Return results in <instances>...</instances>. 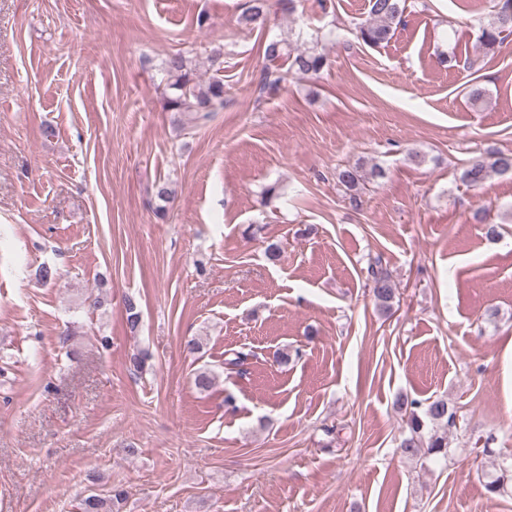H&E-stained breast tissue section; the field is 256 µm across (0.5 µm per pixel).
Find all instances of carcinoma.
Listing matches in <instances>:
<instances>
[{"label": "carcinoma", "mask_w": 512, "mask_h": 512, "mask_svg": "<svg viewBox=\"0 0 512 512\" xmlns=\"http://www.w3.org/2000/svg\"><path fill=\"white\" fill-rule=\"evenodd\" d=\"M404 10L402 0H369L370 20L358 27V38L368 46H379L389 42ZM268 0H249L242 15L243 22L254 28H263L267 22ZM512 35V0H503L494 21L482 29L481 42L488 50L495 49ZM263 53L267 60L283 59L289 63V70L300 74H317L326 64L325 56L316 48L291 52L288 40H273L264 44ZM167 76L164 109L175 117V123L182 130L199 127L212 113L224 108V79L212 77L203 83L198 80L191 61L180 53L169 56L164 62ZM495 173L512 175V153L495 151L487 156L482 154L468 160L460 170L459 180L469 186H478ZM383 176L380 168L374 166L365 171L359 167L345 168L338 173V181L351 191L350 199L360 203L358 190L366 179ZM370 288L379 311L391 310L395 288L390 277L382 268L380 259L372 261L367 269ZM127 326L130 332L138 331L141 316L138 300L128 296L124 300ZM399 409L407 414L408 432L403 435L399 448L407 457L424 456L448 457V434L457 429L456 412L448 409V401L436 398L425 404L401 394L396 400ZM512 484V469L501 468V473L486 482L485 490L490 495L507 492ZM125 499V492L114 487L110 494L101 497L91 494L81 503L82 512H112L115 503Z\"/></svg>", "instance_id": "1"}]
</instances>
